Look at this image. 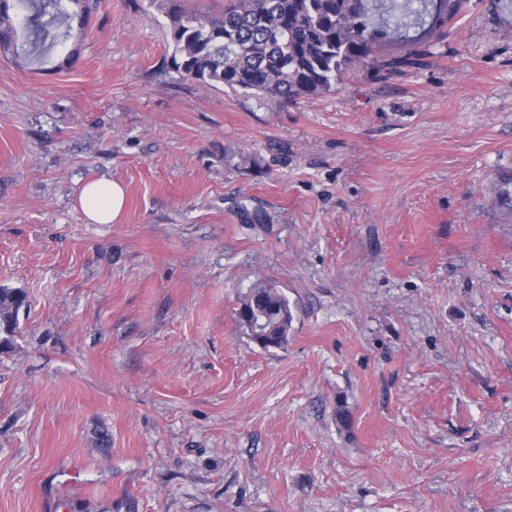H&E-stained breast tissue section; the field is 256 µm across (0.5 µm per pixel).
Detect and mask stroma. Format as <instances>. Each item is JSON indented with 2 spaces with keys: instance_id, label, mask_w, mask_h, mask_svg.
<instances>
[{
  "instance_id": "1",
  "label": "stroma",
  "mask_w": 512,
  "mask_h": 512,
  "mask_svg": "<svg viewBox=\"0 0 512 512\" xmlns=\"http://www.w3.org/2000/svg\"><path fill=\"white\" fill-rule=\"evenodd\" d=\"M166 11L0 54V512H512V4L295 105L181 79ZM124 200V188L110 180H96L88 183L79 198L85 217L93 224L115 222L122 211ZM240 325L265 348L287 345L294 321L286 296L269 281L256 282L241 301ZM28 305L27 295L22 290L0 288V346L7 345L16 334L18 315Z\"/></svg>"
}]
</instances>
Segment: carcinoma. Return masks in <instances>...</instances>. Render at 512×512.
Instances as JSON below:
<instances>
[{
    "label": "carcinoma",
    "mask_w": 512,
    "mask_h": 512,
    "mask_svg": "<svg viewBox=\"0 0 512 512\" xmlns=\"http://www.w3.org/2000/svg\"><path fill=\"white\" fill-rule=\"evenodd\" d=\"M103 0H13L0 8V52H17L18 27L29 31L26 58L36 61L49 26L61 17L64 38L85 39V17ZM466 0H230L213 15L168 0L173 68L185 80L234 92L278 97L287 102L314 99L362 66L385 80L423 64L426 53L414 42L384 55L390 33L427 25L441 29ZM54 7L56 15L43 17ZM28 305L21 290L0 288V346L16 334L18 315ZM240 325L264 347H283L294 321L286 296L269 281L255 283L237 312Z\"/></svg>",
    "instance_id": "cac0c4a2"
}]
</instances>
